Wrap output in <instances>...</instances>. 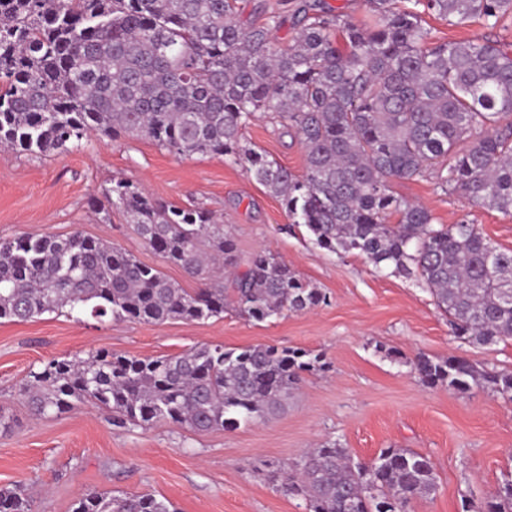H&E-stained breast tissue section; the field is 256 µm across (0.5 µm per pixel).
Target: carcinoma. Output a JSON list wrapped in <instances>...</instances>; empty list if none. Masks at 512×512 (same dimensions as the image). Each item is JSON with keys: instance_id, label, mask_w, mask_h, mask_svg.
Returning <instances> with one entry per match:
<instances>
[{"instance_id": "1", "label": "carcinoma", "mask_w": 512, "mask_h": 512, "mask_svg": "<svg viewBox=\"0 0 512 512\" xmlns=\"http://www.w3.org/2000/svg\"><path fill=\"white\" fill-rule=\"evenodd\" d=\"M370 16L295 0L284 16L242 20L238 0H0V148L66 152L93 134L147 138L178 156H231L313 242L414 279L453 333L473 346L512 340V251L466 219L439 224L391 183L433 175L441 191L512 213V50L490 39L432 42L431 15L451 24L512 19V0H365ZM271 112L305 153L296 175L242 141ZM98 212H122L165 263L198 281L189 291L125 249L80 232L0 241V320L65 308L99 323L203 321L231 310L262 322L325 302L269 250L241 255L224 220L200 206L153 198L117 180ZM395 222H390V219ZM309 350L202 344L173 357L109 351L54 359L20 388L38 414L79 404L112 411L120 428L160 422L196 433L234 430L283 410L304 373L325 368ZM426 384L465 392L487 386L512 400V371L462 356L425 355ZM271 482L307 512H410L437 490L430 459L384 448L368 464L340 444L309 449ZM0 512H31L17 487ZM72 512H177L152 494L91 492ZM487 512H512V479Z\"/></svg>"}]
</instances>
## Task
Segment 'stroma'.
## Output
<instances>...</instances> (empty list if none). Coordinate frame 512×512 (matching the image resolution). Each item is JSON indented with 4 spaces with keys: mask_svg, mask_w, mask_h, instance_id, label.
<instances>
[{
    "mask_svg": "<svg viewBox=\"0 0 512 512\" xmlns=\"http://www.w3.org/2000/svg\"><path fill=\"white\" fill-rule=\"evenodd\" d=\"M434 41L487 37L512 45V20L490 29L428 18ZM244 141L294 173L305 153L266 113ZM142 185L160 200L203 204L224 218L241 254H279L327 296L310 312L247 321L234 312L201 322L100 323L78 313H46L0 321V487L18 485L33 512H72L88 492L151 493L178 512H306L304 502L273 486L262 465L287 466L308 448L334 441L355 460L384 448H409L434 465L438 489L412 512H485L512 476V401L482 387L460 392L427 386L411 368L418 355H460L487 371H512V340L474 347L456 338L429 293L414 280L377 270L364 258L315 246L230 157L175 156L145 138L91 136L81 148L49 157L0 152V240L22 234L74 232L118 245L161 268L183 288H197L182 269L164 264L120 211L96 215L113 180ZM393 192L428 206L438 223L468 219L499 247L512 250V215L471 206L437 190L432 177L399 180ZM199 344L244 348L298 347L323 356L329 368L305 375L283 412L233 431L198 434L176 425L117 428L107 409L34 416L19 387L49 361L107 349L139 358L175 356Z\"/></svg>",
    "mask_w": 512,
    "mask_h": 512,
    "instance_id": "35a3bbf8",
    "label": "stroma"
}]
</instances>
